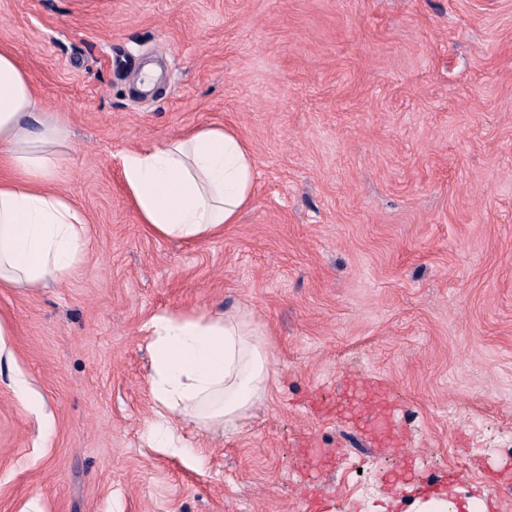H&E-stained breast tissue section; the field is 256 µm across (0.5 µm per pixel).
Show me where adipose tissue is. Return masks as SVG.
<instances>
[{"mask_svg":"<svg viewBox=\"0 0 512 512\" xmlns=\"http://www.w3.org/2000/svg\"><path fill=\"white\" fill-rule=\"evenodd\" d=\"M66 140L59 120L38 115L28 76L13 53L0 48L1 285L39 288L62 280L89 248L84 215L52 188ZM122 174L141 222L163 238L212 239L237 223L253 196L248 145L221 124L125 154ZM147 329L156 447L189 454L180 421L204 431L233 429L263 402L270 360L250 314L163 311Z\"/></svg>","mask_w":512,"mask_h":512,"instance_id":"ef3b65f1","label":"adipose tissue"}]
</instances>
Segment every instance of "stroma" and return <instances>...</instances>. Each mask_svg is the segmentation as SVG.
Instances as JSON below:
<instances>
[{"label":"stroma","mask_w":512,"mask_h":512,"mask_svg":"<svg viewBox=\"0 0 512 512\" xmlns=\"http://www.w3.org/2000/svg\"><path fill=\"white\" fill-rule=\"evenodd\" d=\"M0 45L90 235L61 282L0 286V512H512V0H0ZM210 124L252 201L159 237L121 156ZM224 308L273 382L237 432L184 423L196 464L146 439V324Z\"/></svg>","instance_id":"1"}]
</instances>
